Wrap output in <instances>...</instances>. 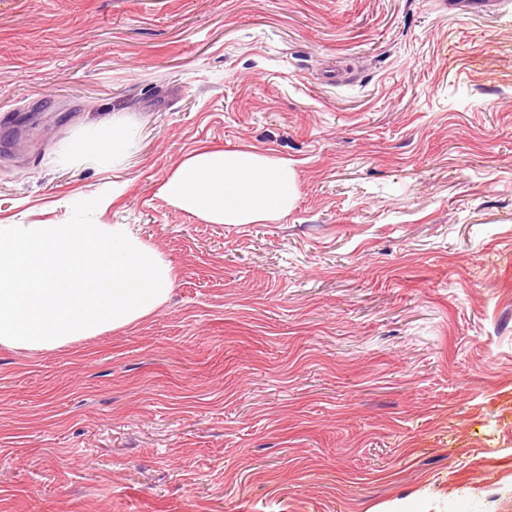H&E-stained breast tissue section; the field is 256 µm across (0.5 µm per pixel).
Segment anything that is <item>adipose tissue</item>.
Wrapping results in <instances>:
<instances>
[{"label":"adipose tissue","mask_w":512,"mask_h":512,"mask_svg":"<svg viewBox=\"0 0 512 512\" xmlns=\"http://www.w3.org/2000/svg\"><path fill=\"white\" fill-rule=\"evenodd\" d=\"M137 125L117 118L104 134L92 133L68 149L84 160L130 153ZM170 203L213 224H259L282 219L294 207L297 180L286 161L262 152L200 150L183 160L161 188Z\"/></svg>","instance_id":"ef3b65f1"}]
</instances>
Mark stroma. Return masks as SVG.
Listing matches in <instances>:
<instances>
[{
    "mask_svg": "<svg viewBox=\"0 0 512 512\" xmlns=\"http://www.w3.org/2000/svg\"><path fill=\"white\" fill-rule=\"evenodd\" d=\"M205 148L293 210L173 206ZM95 197L174 290L0 347V512H512V0H0V224ZM139 138V127L122 118L112 119V128L105 134L91 133L68 145L71 153L92 161L109 155L120 158L130 153ZM170 203L211 224L280 220L294 207L297 180L288 162L262 152L200 150L161 188Z\"/></svg>",
    "mask_w": 512,
    "mask_h": 512,
    "instance_id": "1",
    "label": "stroma"
}]
</instances>
